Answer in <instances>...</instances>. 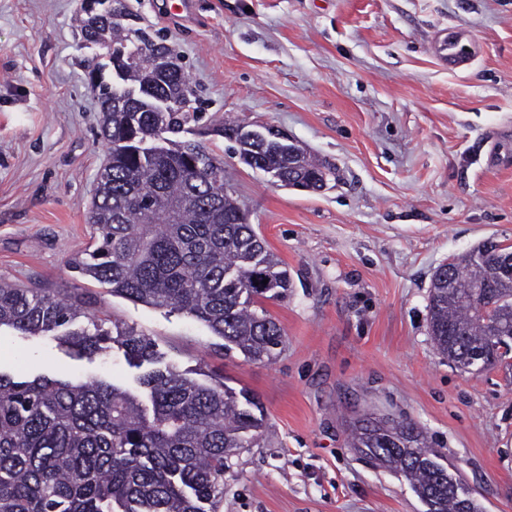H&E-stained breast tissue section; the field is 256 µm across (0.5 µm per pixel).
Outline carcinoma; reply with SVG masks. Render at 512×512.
Listing matches in <instances>:
<instances>
[{
	"label": "carcinoma",
	"mask_w": 512,
	"mask_h": 512,
	"mask_svg": "<svg viewBox=\"0 0 512 512\" xmlns=\"http://www.w3.org/2000/svg\"><path fill=\"white\" fill-rule=\"evenodd\" d=\"M121 17L99 0H82L77 18L83 39L107 49L123 80L150 92L123 102L114 98L105 66L89 73L109 151L89 211L93 244L74 269L133 302L185 312L223 338L226 350L270 360L283 333L261 300L288 296V270L247 223L238 200L224 193V164L195 144L167 138L188 119V79L171 47L125 27ZM160 56L169 69L158 79ZM160 98L170 101L168 110L157 108ZM241 127L229 122L213 132L237 145L245 165H273L292 186L303 176L310 191L326 186L329 163L294 154L280 140L247 148ZM511 260L512 248L483 242L452 259V272L433 275L429 336L445 357L481 350L471 372L512 366ZM265 279V287L255 286ZM82 315L76 296L64 300L0 280V327L59 336L79 357L107 350L117 337L137 366L157 359L149 337L112 336L104 314L78 326ZM490 336L504 340L491 345ZM139 383L148 390L149 411L106 380H18L0 371V512H219L231 458L263 434L258 403L170 366L149 369ZM348 430L363 458L402 473L432 512H483L475 496L457 497L444 456L417 424L365 413Z\"/></svg>",
	"instance_id": "cac0c4a2"
}]
</instances>
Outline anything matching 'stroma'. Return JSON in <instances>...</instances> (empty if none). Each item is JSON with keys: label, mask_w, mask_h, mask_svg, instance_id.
Instances as JSON below:
<instances>
[{"label": "stroma", "mask_w": 512, "mask_h": 512, "mask_svg": "<svg viewBox=\"0 0 512 512\" xmlns=\"http://www.w3.org/2000/svg\"><path fill=\"white\" fill-rule=\"evenodd\" d=\"M120 0L125 25L171 47L202 115L177 134L224 163V186L293 286L262 305L284 332L253 362L186 314L80 276L108 146L88 73L105 63L81 0H0V280L81 294L160 365L223 376L266 427L224 473L221 512H427L406 478L360 458L349 418L422 425L476 491L512 512V370L461 371L435 349V270L491 239L512 245V0ZM459 37L468 63L444 62ZM239 119L332 164L319 192L285 188L202 134ZM0 370L101 376L145 393L123 347L77 358L56 336L0 329Z\"/></svg>", "instance_id": "1"}]
</instances>
